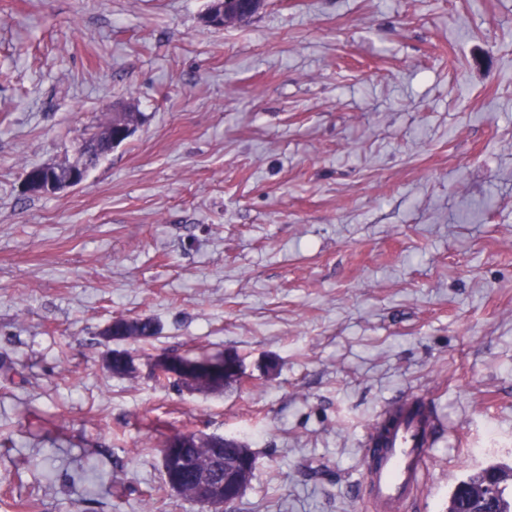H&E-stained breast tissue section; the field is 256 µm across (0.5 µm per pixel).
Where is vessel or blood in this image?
Masks as SVG:
<instances>
[{
    "instance_id": "obj_1",
    "label": "vessel or blood",
    "mask_w": 512,
    "mask_h": 512,
    "mask_svg": "<svg viewBox=\"0 0 512 512\" xmlns=\"http://www.w3.org/2000/svg\"><path fill=\"white\" fill-rule=\"evenodd\" d=\"M400 406L404 413L393 425L380 417L366 433L364 485L376 512H403L422 480L436 426L411 413L410 400Z\"/></svg>"
}]
</instances>
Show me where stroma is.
Returning <instances> with one entry per match:
<instances>
[{
  "label": "stroma",
  "mask_w": 512,
  "mask_h": 512,
  "mask_svg": "<svg viewBox=\"0 0 512 512\" xmlns=\"http://www.w3.org/2000/svg\"><path fill=\"white\" fill-rule=\"evenodd\" d=\"M0 0V512H199L177 432L245 441L234 512H373L363 436L442 422L405 512L512 467V0ZM128 107L135 133L54 194ZM137 368L103 365L113 318ZM227 349L243 387L156 385ZM265 0H213L210 10L202 20L203 25L223 28L234 25L243 16L253 15L262 10ZM53 166H40L31 169V175L25 177V186L32 194H51L63 188H72L82 183L85 177L84 166H72L64 185H60L53 177Z\"/></svg>",
  "instance_id": "1"
}]
</instances>
